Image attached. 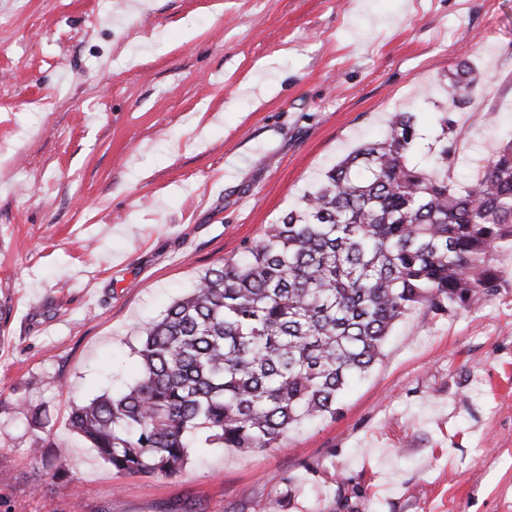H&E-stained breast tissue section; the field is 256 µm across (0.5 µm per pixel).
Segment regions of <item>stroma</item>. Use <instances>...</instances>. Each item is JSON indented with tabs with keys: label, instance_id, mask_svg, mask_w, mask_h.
<instances>
[{
	"label": "stroma",
	"instance_id": "1",
	"mask_svg": "<svg viewBox=\"0 0 512 512\" xmlns=\"http://www.w3.org/2000/svg\"><path fill=\"white\" fill-rule=\"evenodd\" d=\"M461 61L458 188L512 140V0H0V512H263L288 481L287 512H512L510 251L496 296L409 314L279 447L148 477L69 427L138 376L143 326L391 113L428 159Z\"/></svg>",
	"mask_w": 512,
	"mask_h": 512
}]
</instances>
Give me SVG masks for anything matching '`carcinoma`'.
Masks as SVG:
<instances>
[{"mask_svg":"<svg viewBox=\"0 0 512 512\" xmlns=\"http://www.w3.org/2000/svg\"><path fill=\"white\" fill-rule=\"evenodd\" d=\"M472 83L458 63L428 164L411 159L416 116L394 113L381 139L151 322L141 375L74 404L71 430L129 475H178L193 448H277L291 429L339 413L347 382L381 360L406 314L491 299L497 255L512 250V142L470 187L450 185L448 112Z\"/></svg>","mask_w":512,"mask_h":512,"instance_id":"carcinoma-1","label":"carcinoma"}]
</instances>
